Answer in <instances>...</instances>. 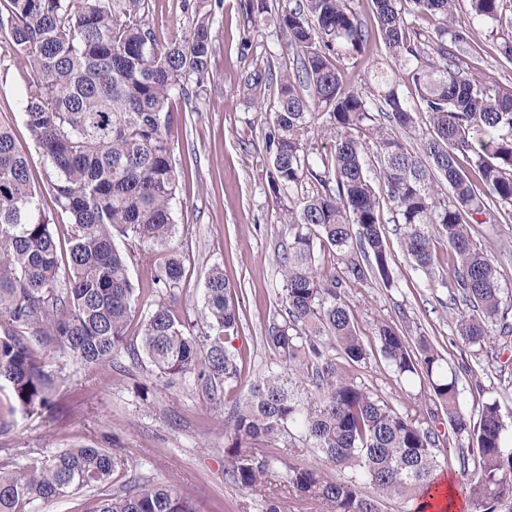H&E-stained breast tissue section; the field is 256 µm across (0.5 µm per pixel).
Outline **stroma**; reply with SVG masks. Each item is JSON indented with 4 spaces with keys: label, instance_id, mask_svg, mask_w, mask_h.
<instances>
[{
    "label": "stroma",
    "instance_id": "stroma-1",
    "mask_svg": "<svg viewBox=\"0 0 512 512\" xmlns=\"http://www.w3.org/2000/svg\"><path fill=\"white\" fill-rule=\"evenodd\" d=\"M246 0H148L145 20L162 41L181 37L196 12L209 13L213 52L209 74L196 94L174 97L182 117L169 135L171 159L179 174L174 203L175 226L169 248H156V263L168 249L180 256L184 275L166 296L180 320L201 317L205 282L212 267L223 268L239 304L238 364L241 381L213 408L193 376L157 374L143 357L123 349L111 362L87 365L52 352L57 374L48 408L35 414L16 411L9 428L0 429V460L26 464L65 448H103L129 460L133 477L174 484L194 500L198 512H260L252 492L224 475L229 422L236 407L250 398V385L264 374L270 354L263 343L269 323L281 309L279 255L288 227L274 202L267 169L265 135L269 112L257 100L273 102L276 87L248 91L246 79L265 59L292 61L294 53L280 38L274 16L251 23ZM470 79L512 84V64L503 62L495 37L476 25L467 54ZM32 75L15 54L7 30L0 29V123L12 128L26 151L30 175L39 190V216L65 233L68 216L58 213L48 182L53 168L28 131L23 106ZM474 238L491 253L506 292L512 293V219L477 226ZM392 254V283H351L344 296L367 347L377 346L379 324L397 327L409 343L426 337L456 374L460 401L469 412L497 401L512 416V364L499 351L512 347V336L497 337L494 347L476 350L457 336L455 322L462 303L452 301L445 261L446 243L436 245L439 261L433 273L415 269L399 238L386 236ZM368 391L392 403L442 437L449 464L444 476L462 488L473 469H460L457 457L468 445L457 436L429 387L400 378L376 353L354 369Z\"/></svg>",
    "mask_w": 512,
    "mask_h": 512
}]
</instances>
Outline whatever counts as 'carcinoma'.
I'll return each mask as SVG.
<instances>
[{"instance_id":"obj_1","label":"carcinoma","mask_w":512,"mask_h":512,"mask_svg":"<svg viewBox=\"0 0 512 512\" xmlns=\"http://www.w3.org/2000/svg\"><path fill=\"white\" fill-rule=\"evenodd\" d=\"M5 2L0 27L10 28L14 50L33 72L25 122L55 169L49 191L57 208L72 220L62 268L58 234L35 217L26 155L0 125V383L11 388L15 406L34 414L47 407L52 379L27 337L89 365L127 345L140 288L115 239L148 245L147 261L150 249L172 237V98L189 95L192 75L202 86L213 41L208 14L181 39L159 41L145 20L147 0ZM411 2L415 13L435 19L433 28L408 20L405 0H284L277 20L295 59L290 67L267 63V79L277 86L268 181L290 236L280 256L284 314L266 336L270 368L234 415L225 471L257 491L280 467L303 498L329 512H382L392 499L421 502L448 463L433 430L374 396L347 369L367 362L371 351L341 288L391 280L377 193L391 204L392 232L416 268L431 271L437 238L446 242L452 300L469 309L457 319V336L482 350L497 321L500 334L512 332L494 261L472 235L474 226L496 223L499 208L512 207V85L476 84L466 62L475 22L489 26L510 64L512 32L495 27L501 0H471L465 18L457 16L456 0ZM375 43L384 50L381 62L371 55ZM345 61L370 69L367 80L345 83L338 69ZM401 73L411 84L406 95ZM319 114L326 117L327 152L311 136ZM364 127L374 156L358 136ZM396 128L421 150L412 151ZM182 276L180 259L171 255L152 284L170 293ZM203 308V323L183 322L164 299L154 301L142 315L135 351L162 374L196 376L218 407L222 391L241 380L230 351L238 309L219 266L207 276ZM377 340L398 376L428 378L454 433L471 439L472 455H459L460 465L471 461L475 470L467 487L471 512H497L512 500V421L495 400L472 419L457 378L445 373L428 339L413 348L382 323ZM295 435L340 477L246 451L256 444L277 448L286 438L295 448ZM128 466L107 450L84 447L25 467L0 461V512H39L84 488L103 491L90 512H197L169 483L133 478L107 494ZM368 486L374 495L365 493Z\"/></svg>"}]
</instances>
